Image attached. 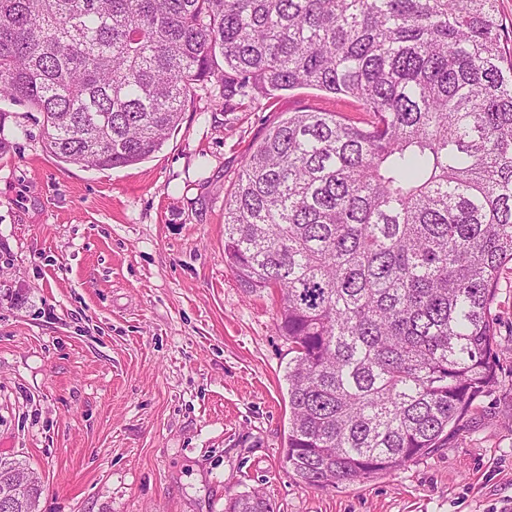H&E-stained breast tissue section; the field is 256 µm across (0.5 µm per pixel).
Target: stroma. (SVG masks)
Wrapping results in <instances>:
<instances>
[{
	"mask_svg": "<svg viewBox=\"0 0 512 512\" xmlns=\"http://www.w3.org/2000/svg\"><path fill=\"white\" fill-rule=\"evenodd\" d=\"M371 121L311 88L188 101L149 159L58 161L35 112L0 103V456L25 460L38 512H512V278L493 310L499 385L447 445L323 490L285 462L279 295L224 262V206L267 130L302 110ZM225 512H274V508L263 495L253 492L230 499Z\"/></svg>",
	"mask_w": 512,
	"mask_h": 512,
	"instance_id": "obj_1",
	"label": "stroma"
}]
</instances>
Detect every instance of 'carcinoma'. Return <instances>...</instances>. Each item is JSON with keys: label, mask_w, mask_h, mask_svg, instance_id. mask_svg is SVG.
I'll return each mask as SVG.
<instances>
[{"label": "carcinoma", "mask_w": 512, "mask_h": 512, "mask_svg": "<svg viewBox=\"0 0 512 512\" xmlns=\"http://www.w3.org/2000/svg\"><path fill=\"white\" fill-rule=\"evenodd\" d=\"M497 0H0V100L83 168L138 164L207 85L312 88L373 120L293 112L243 164L224 259L279 292L286 461L321 489L439 448L499 383L512 265V47ZM222 57L224 69L215 68ZM28 481L34 512L43 491ZM225 512H274L253 492Z\"/></svg>", "instance_id": "carcinoma-1"}]
</instances>
